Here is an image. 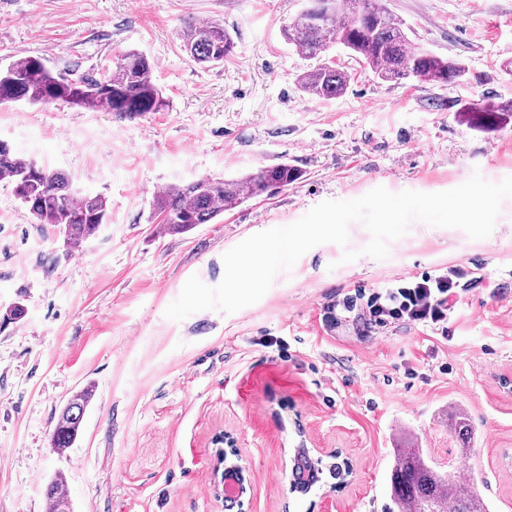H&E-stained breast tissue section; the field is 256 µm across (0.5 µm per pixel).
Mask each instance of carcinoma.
<instances>
[{"instance_id": "cac0c4a2", "label": "carcinoma", "mask_w": 512, "mask_h": 512, "mask_svg": "<svg viewBox=\"0 0 512 512\" xmlns=\"http://www.w3.org/2000/svg\"><path fill=\"white\" fill-rule=\"evenodd\" d=\"M286 40L301 48L315 64L297 75L299 89L319 97L344 92L351 74L324 59L340 44L358 63L385 81L417 77L429 84H446L463 76L458 62L411 46L404 24L373 0H331L326 22L317 25L301 13L284 29ZM178 37L184 51L198 63H224L235 42L216 22L189 23ZM25 101L43 104L62 101L87 110L116 112L127 118L162 112L168 102L153 79L152 67L143 54L130 51L114 62L111 72L97 78L54 73L36 68L35 57L15 60L0 72V105ZM462 115L474 127L494 129L512 119V105L485 100L463 104ZM302 178L288 163L262 166L240 176L224 179L205 176L188 183L171 184L154 200V216L168 234H181L197 224H207L224 213L225 206L240 205L272 190L285 189ZM0 180L14 185L34 223L58 228L68 246L93 238L108 219L107 200L102 195H82L71 177L15 153L0 141ZM93 393L84 388L73 394L61 409L52 445L60 453L78 440ZM452 421L461 436L457 455L463 461L472 449L468 415L458 410ZM396 462L390 474L391 496L398 512H488V504L474 483L425 456L418 448L394 449ZM323 465L305 451L293 458L291 477L296 492L303 495L320 481ZM66 481L57 477L45 488L51 512H70Z\"/></svg>"}]
</instances>
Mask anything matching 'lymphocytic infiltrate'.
I'll use <instances>...</instances> for the list:
<instances>
[{"mask_svg": "<svg viewBox=\"0 0 512 512\" xmlns=\"http://www.w3.org/2000/svg\"><path fill=\"white\" fill-rule=\"evenodd\" d=\"M454 268H437L373 288H358L330 304L326 321L356 325L364 342H372L393 325L430 329L448 336V322L462 296Z\"/></svg>", "mask_w": 512, "mask_h": 512, "instance_id": "1", "label": "lymphocytic infiltrate"}]
</instances>
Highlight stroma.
<instances>
[{
  "instance_id": "stroma-1",
  "label": "stroma",
  "mask_w": 512,
  "mask_h": 512,
  "mask_svg": "<svg viewBox=\"0 0 512 512\" xmlns=\"http://www.w3.org/2000/svg\"><path fill=\"white\" fill-rule=\"evenodd\" d=\"M382 3L415 47L459 61L464 75L386 82L336 46L328 56L352 81L336 98L304 94L295 79L310 62L284 28L305 0H0V68L34 56L95 75L136 50L169 102L137 119L60 102L0 106V140L105 196L109 213L95 238L67 248L0 182V315L26 309L0 323V512H47L59 475L73 512H228L213 491L222 433L251 478L244 512H389L395 449L448 463L458 409L472 428L469 476L490 512H512V198L487 238L416 222L386 258L345 264L340 246L322 244L238 312L165 316L191 276L217 285L225 252L323 201L512 176V123L485 131L459 112L470 99L512 101V0ZM190 21L223 24L233 54L195 62L177 37ZM278 162L302 179L183 234L153 217L168 185ZM440 267L461 271L448 340L396 326L367 344L323 319L337 295ZM273 337L286 353L267 346ZM88 385L80 439L57 453V415ZM302 443L338 449L351 483L326 476L290 492Z\"/></svg>"
}]
</instances>
